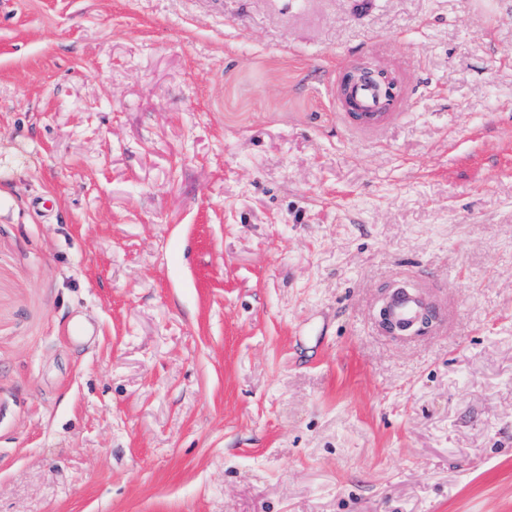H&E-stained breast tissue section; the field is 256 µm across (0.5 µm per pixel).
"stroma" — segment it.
I'll list each match as a JSON object with an SVG mask.
<instances>
[{"instance_id":"1","label":"stroma","mask_w":512,"mask_h":512,"mask_svg":"<svg viewBox=\"0 0 512 512\" xmlns=\"http://www.w3.org/2000/svg\"><path fill=\"white\" fill-rule=\"evenodd\" d=\"M0 512H512V0H0ZM357 81L369 82L378 89L382 95V103L377 110L366 111L353 98L350 88ZM401 89V82L394 73L370 65H359L346 72L338 87V97L356 120L363 121L365 118L379 117L389 112ZM375 317L381 330L388 335L418 336L432 330L438 314L417 289L397 285L385 294Z\"/></svg>"}]
</instances>
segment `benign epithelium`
<instances>
[{"instance_id":"7a95c632","label":"benign epithelium","mask_w":512,"mask_h":512,"mask_svg":"<svg viewBox=\"0 0 512 512\" xmlns=\"http://www.w3.org/2000/svg\"><path fill=\"white\" fill-rule=\"evenodd\" d=\"M357 81L373 84L382 95L380 107L368 112L353 98L350 88ZM401 92V82L392 72L370 65L355 66L346 72L338 87V97L352 116L362 121L388 112ZM436 308L417 289L397 285L388 290L377 311L376 321L381 330L391 336L424 335L437 322Z\"/></svg>"}]
</instances>
